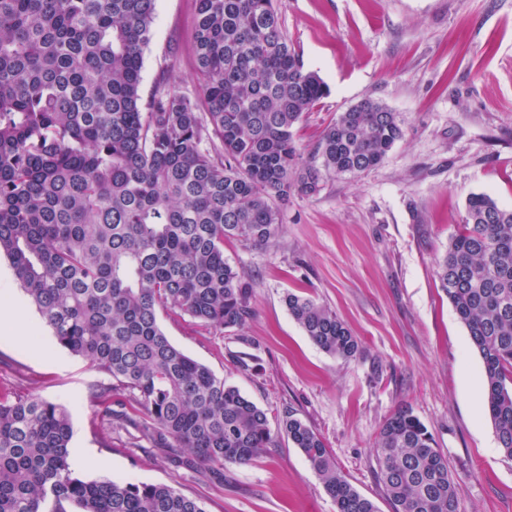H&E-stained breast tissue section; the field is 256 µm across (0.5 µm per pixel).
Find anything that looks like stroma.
<instances>
[{
  "label": "stroma",
  "mask_w": 512,
  "mask_h": 512,
  "mask_svg": "<svg viewBox=\"0 0 512 512\" xmlns=\"http://www.w3.org/2000/svg\"><path fill=\"white\" fill-rule=\"evenodd\" d=\"M197 0H156L142 91L172 71L195 94ZM286 36L329 88L294 129L309 152L340 112L365 99L397 112L403 137L377 167L292 195L278 237L257 249L229 240L224 257L253 286L251 316L228 332L160 313L169 340L268 413L274 445L223 481L197 475L116 429L104 445L92 390L108 376L57 345L36 309L25 346L0 334V387L63 405L70 461L86 480L175 485L206 512H336L288 414L326 440L339 469L379 512H392L372 452L383 423L410 406L448 457L461 512H512V458L484 411V367L442 292L436 261L471 195L512 208V0H277ZM336 311L359 342L343 361L291 317L288 293ZM98 466L84 464V457Z\"/></svg>",
  "instance_id": "1"
}]
</instances>
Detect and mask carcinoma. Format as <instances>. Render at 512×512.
Wrapping results in <instances>:
<instances>
[{"mask_svg":"<svg viewBox=\"0 0 512 512\" xmlns=\"http://www.w3.org/2000/svg\"><path fill=\"white\" fill-rule=\"evenodd\" d=\"M200 95L166 73L148 101L143 55L156 0H0V256L57 345L127 392L141 436L222 479L274 440L267 413L176 347L158 313L239 329L253 288L224 241L263 247L281 203L328 176L378 166L403 130L368 99L340 113L308 157L293 129L328 94L288 42L274 0H197ZM437 275L480 355L498 448L512 458V209L466 205ZM288 311L322 351L347 361L357 338L329 307L290 293ZM112 433V389L92 393ZM284 431L336 505L379 512L293 415ZM67 410L0 393V512H205L170 484L84 480L70 463ZM392 512H460L448 457L404 406L373 448Z\"/></svg>","mask_w":512,"mask_h":512,"instance_id":"cac0c4a2","label":"carcinoma"}]
</instances>
